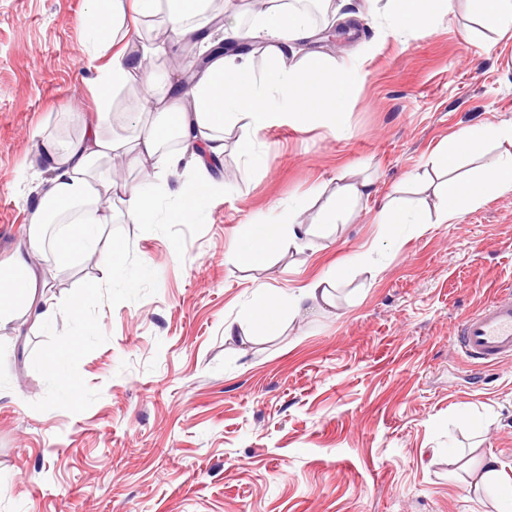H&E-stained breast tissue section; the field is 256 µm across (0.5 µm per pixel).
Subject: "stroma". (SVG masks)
<instances>
[{
  "mask_svg": "<svg viewBox=\"0 0 512 512\" xmlns=\"http://www.w3.org/2000/svg\"><path fill=\"white\" fill-rule=\"evenodd\" d=\"M90 9L0 0L1 261L40 192L41 139L77 136V116L94 112ZM349 9L355 35L328 11L304 46L360 71L337 131L285 113L247 157L226 126L220 185L193 221L107 226L137 287L81 253L37 291L60 309L51 327L22 313L0 329V512H496L472 471L485 453L512 464V363H468L448 336L512 292V190L424 231L394 235L375 216L391 196L434 216L438 150L464 127L512 123V36L469 0L404 39L365 0ZM340 177L376 193L301 248L236 262L246 225L287 223L296 207L312 223ZM359 254L335 306L225 339V323H247L253 288L296 289Z\"/></svg>",
  "mask_w": 512,
  "mask_h": 512,
  "instance_id": "obj_1",
  "label": "stroma"
}]
</instances>
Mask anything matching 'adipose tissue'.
<instances>
[{"instance_id":"obj_1","label":"adipose tissue","mask_w":512,"mask_h":512,"mask_svg":"<svg viewBox=\"0 0 512 512\" xmlns=\"http://www.w3.org/2000/svg\"><path fill=\"white\" fill-rule=\"evenodd\" d=\"M91 23L85 49L99 66L93 84L97 110L83 121L76 139H43L35 165L45 175L43 189L34 203L25 234V247L6 261H0V328L12 323L18 308H25L37 322L48 324L56 317L54 305L36 304L33 293L37 276L31 259L40 256L44 265L58 258L100 247V262L106 272L119 275L125 288L136 287L138 279L123 275L124 252L115 245L101 247L104 226L125 219L133 224H154L159 216L187 221L197 213L199 202L216 188L208 170L224 154L222 132L226 124L240 125V148L252 154L256 133L274 121L278 105L293 114L323 122L335 128L336 116L358 80L357 66H337L327 54H302L301 46L313 35L306 16L288 8L284 0H255L256 18L248 29L224 25L223 15L213 0H91ZM452 0H393L387 13L391 34L405 37L427 27L434 16L451 9ZM161 19L178 43H200L209 59L193 73L173 68L163 79L150 77L151 63L163 47L151 37H139L126 45L127 22L146 23ZM224 40L258 42L271 60L268 77L257 76L252 52L212 53L213 30ZM144 81L140 99L127 112L133 137L112 133V100L126 85ZM178 135L181 150L166 151L171 135ZM496 142L499 150L481 167L478 177L457 179L452 175L460 161L482 143ZM123 159L134 165L154 163L171 171L186 165L196 179L178 191L180 203L162 213L161 202L169 195L166 180L146 186H132L113 178L105 168L108 160ZM448 171L438 192L435 221L447 224L468 209L481 205L494 190L512 188V124L468 126L452 136L436 157ZM371 181L337 184L318 222L306 224L248 225L239 240L235 258L248 265L264 264L269 253L281 252L320 227L335 223L341 212L352 211L371 194ZM66 217V231L48 239V229L57 217ZM342 270L327 272L304 288L275 294L266 288L252 292L251 316L255 333L268 332L281 308L298 314L318 304L334 305ZM475 475L480 484L499 492L500 512H512V475L496 456L480 457Z\"/></svg>"}]
</instances>
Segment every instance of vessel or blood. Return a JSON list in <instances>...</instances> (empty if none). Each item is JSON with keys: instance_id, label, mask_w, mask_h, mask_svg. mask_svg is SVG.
<instances>
[{"instance_id": "vessel-or-blood-1", "label": "vessel or blood", "mask_w": 512, "mask_h": 512, "mask_svg": "<svg viewBox=\"0 0 512 512\" xmlns=\"http://www.w3.org/2000/svg\"><path fill=\"white\" fill-rule=\"evenodd\" d=\"M452 347L481 367L512 360V297L495 298L456 326Z\"/></svg>"}]
</instances>
